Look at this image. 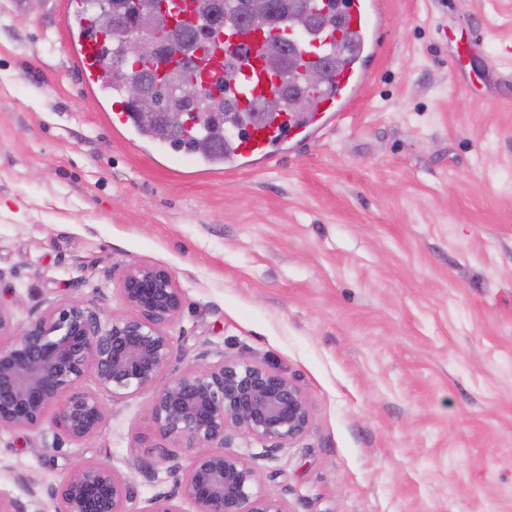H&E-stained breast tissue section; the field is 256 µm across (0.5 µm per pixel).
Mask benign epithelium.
Wrapping results in <instances>:
<instances>
[{"label": "benign epithelium", "mask_w": 512, "mask_h": 512, "mask_svg": "<svg viewBox=\"0 0 512 512\" xmlns=\"http://www.w3.org/2000/svg\"><path fill=\"white\" fill-rule=\"evenodd\" d=\"M108 24L140 53L151 43L143 19L106 14ZM206 84L177 85L172 92L190 104ZM127 99L150 115L162 138L176 134L162 101L133 76ZM123 312L107 313L80 300L53 303L24 323L0 306V430H38L50 420L57 437L74 443L96 435L112 401L149 393L155 447L173 477L141 509L126 476L106 459H84L70 467L49 491L53 512H287L265 491L245 455L226 451L232 429L284 448L311 423V407L290 377L245 358L208 360L202 351L163 387L162 375L176 359L171 334L184 307L173 272L160 265H129L119 278ZM91 377L97 390L83 387ZM188 456V465L182 464Z\"/></svg>", "instance_id": "7a95c632"}]
</instances>
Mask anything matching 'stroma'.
<instances>
[{
	"label": "stroma",
	"instance_id": "35a3bbf8",
	"mask_svg": "<svg viewBox=\"0 0 512 512\" xmlns=\"http://www.w3.org/2000/svg\"><path fill=\"white\" fill-rule=\"evenodd\" d=\"M385 4L375 77L339 126L200 174L113 129L67 0H0V305L118 312L116 271L168 267L179 354L252 360L310 400L289 447L231 440L287 512H512V0ZM106 409L80 443L0 431V496L45 512L99 456L137 507L169 490L148 395Z\"/></svg>",
	"mask_w": 512,
	"mask_h": 512
}]
</instances>
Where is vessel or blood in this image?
<instances>
[{
	"mask_svg": "<svg viewBox=\"0 0 512 512\" xmlns=\"http://www.w3.org/2000/svg\"><path fill=\"white\" fill-rule=\"evenodd\" d=\"M337 10L353 43L344 66L318 94L316 109L280 112L248 123L243 133L229 139L224 153L226 170L267 164L322 133L343 118L373 81L372 64L381 50V31L387 23L383 0H339ZM66 23L80 59L83 83L98 82L102 40L91 36L80 0H73ZM282 36L307 63L325 60L332 51L333 38L325 29L299 34L287 28ZM271 42L263 28H231L220 34L208 50L209 80L223 82L226 96L235 100L239 111H248L250 102L269 93L272 79L262 62Z\"/></svg>",
	"mask_w": 512,
	"mask_h": 512,
	"instance_id": "b4317fda",
	"label": "vessel or blood"
}]
</instances>
